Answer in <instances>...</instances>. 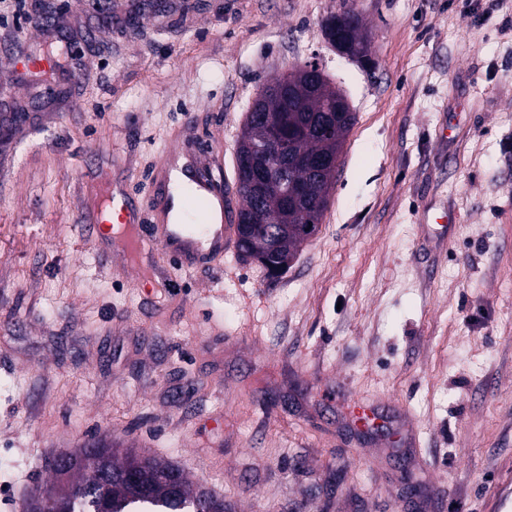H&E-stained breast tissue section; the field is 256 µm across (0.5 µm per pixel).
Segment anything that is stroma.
<instances>
[{
	"label": "stroma",
	"mask_w": 512,
	"mask_h": 512,
	"mask_svg": "<svg viewBox=\"0 0 512 512\" xmlns=\"http://www.w3.org/2000/svg\"><path fill=\"white\" fill-rule=\"evenodd\" d=\"M28 4L0 71L85 38L65 98L0 86V512L92 437L176 463L228 512H480L512 466V0H186L105 26L99 0ZM350 9L370 63L322 23ZM356 122L328 208L281 278L129 261L91 236L94 173L151 234L149 175L194 117L224 171L262 87L308 61ZM457 219L446 240L423 227ZM176 279L144 292L135 278ZM404 421L355 432L352 399Z\"/></svg>",
	"instance_id": "35a3bbf8"
}]
</instances>
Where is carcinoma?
<instances>
[{
  "mask_svg": "<svg viewBox=\"0 0 512 512\" xmlns=\"http://www.w3.org/2000/svg\"><path fill=\"white\" fill-rule=\"evenodd\" d=\"M327 37L342 46L359 42L363 36L360 17L350 11L326 18ZM299 76L283 83L278 78L264 87L249 110L263 113L267 121L247 131L238 141V150L257 154V146L270 123L288 131L284 146L289 162L284 175H276L264 186L253 187L251 174L238 177V213L247 223L240 229L238 255L257 261L270 274L288 269L300 247L313 235L327 209L334 172L320 179L310 177L296 163L303 157H329L344 144L355 115L342 91L324 79ZM102 438H91L71 454L66 471L49 466L56 478L46 493L34 490L26 499L24 512H37L39 500L55 498L59 512H226L224 499L209 490L190 487L176 465L141 455L132 448L124 457Z\"/></svg>",
  "mask_w": 512,
  "mask_h": 512,
  "instance_id": "1",
  "label": "carcinoma"
}]
</instances>
